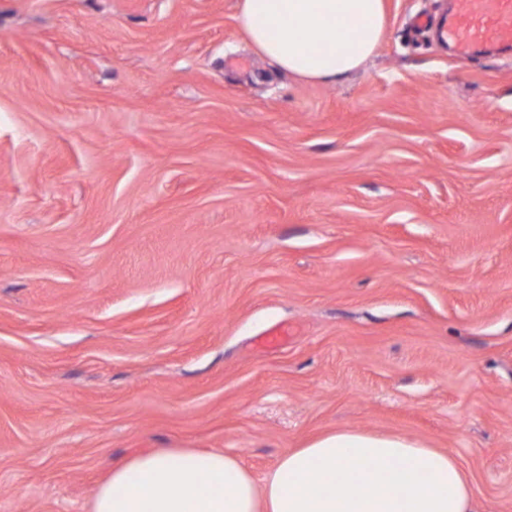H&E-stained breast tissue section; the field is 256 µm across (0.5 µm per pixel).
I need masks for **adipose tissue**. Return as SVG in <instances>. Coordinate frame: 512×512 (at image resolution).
Wrapping results in <instances>:
<instances>
[{
	"mask_svg": "<svg viewBox=\"0 0 512 512\" xmlns=\"http://www.w3.org/2000/svg\"><path fill=\"white\" fill-rule=\"evenodd\" d=\"M252 46L304 82L361 68L385 0H239ZM89 512H478L455 454L396 434L330 432L288 449L263 479L221 451L166 448L113 465Z\"/></svg>",
	"mask_w": 512,
	"mask_h": 512,
	"instance_id": "adipose-tissue-1",
	"label": "adipose tissue"
}]
</instances>
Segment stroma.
<instances>
[{"label": "stroma", "instance_id": "stroma-1", "mask_svg": "<svg viewBox=\"0 0 512 512\" xmlns=\"http://www.w3.org/2000/svg\"><path fill=\"white\" fill-rule=\"evenodd\" d=\"M385 4L328 84L237 0H0V512L336 429L450 449L512 512V48Z\"/></svg>", "mask_w": 512, "mask_h": 512}]
</instances>
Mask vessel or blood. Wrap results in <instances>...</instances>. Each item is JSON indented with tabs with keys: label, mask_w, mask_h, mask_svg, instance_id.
<instances>
[{
	"label": "vessel or blood",
	"mask_w": 512,
	"mask_h": 512,
	"mask_svg": "<svg viewBox=\"0 0 512 512\" xmlns=\"http://www.w3.org/2000/svg\"><path fill=\"white\" fill-rule=\"evenodd\" d=\"M454 12L442 36L456 55L476 47L512 44V0H453Z\"/></svg>",
	"instance_id": "1"
}]
</instances>
